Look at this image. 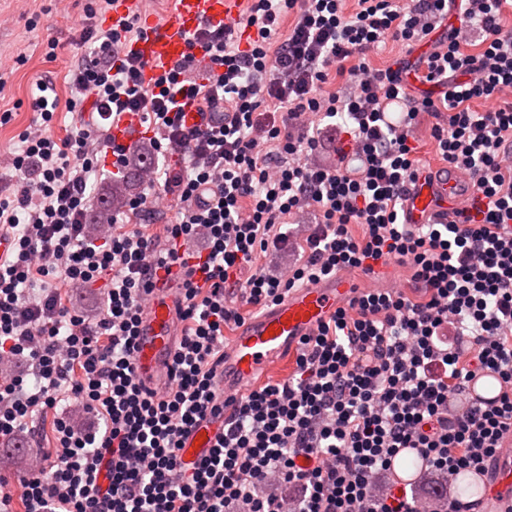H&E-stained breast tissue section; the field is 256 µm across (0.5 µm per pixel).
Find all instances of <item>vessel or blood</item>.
<instances>
[{
    "instance_id": "1",
    "label": "vessel or blood",
    "mask_w": 512,
    "mask_h": 512,
    "mask_svg": "<svg viewBox=\"0 0 512 512\" xmlns=\"http://www.w3.org/2000/svg\"><path fill=\"white\" fill-rule=\"evenodd\" d=\"M242 0H176L174 13L166 20L154 16L143 20L145 34L132 49L145 64L144 80L153 82L187 53V38L206 26L233 23ZM466 181L457 171L444 166L424 173L410 185L404 205L405 221L428 224L449 204L468 199ZM351 280L336 276L325 281L291 290L276 306L243 322L230 344L224 348L222 388L225 398L244 393L259 377L294 351L299 340L327 320L356 292ZM175 286L165 275H157L149 308L139 327L137 363L146 386H155L158 376L166 372L175 340ZM472 400L496 397L498 385L494 374H477L469 383ZM216 425H199L182 450L184 460L192 461L207 453L215 443ZM509 463L496 477L501 493V512H512V447H506Z\"/></svg>"
}]
</instances>
